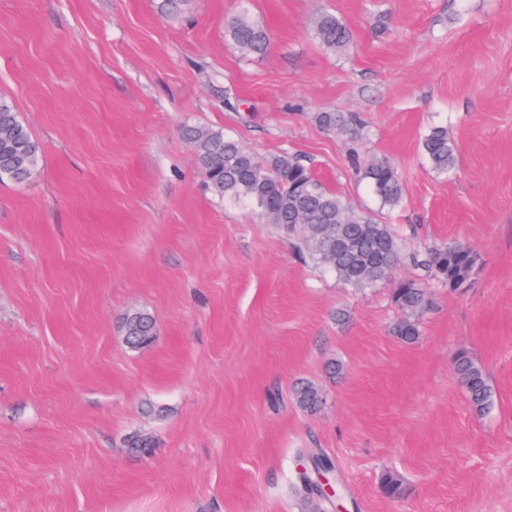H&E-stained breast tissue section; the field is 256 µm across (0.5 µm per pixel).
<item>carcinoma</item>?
I'll return each mask as SVG.
<instances>
[{
	"instance_id": "cac0c4a2",
	"label": "carcinoma",
	"mask_w": 512,
	"mask_h": 512,
	"mask_svg": "<svg viewBox=\"0 0 512 512\" xmlns=\"http://www.w3.org/2000/svg\"><path fill=\"white\" fill-rule=\"evenodd\" d=\"M225 38L246 58L261 57L270 47L265 25L243 9L224 25ZM315 41L326 51L344 53L352 44L347 24L333 11L319 12L312 25ZM316 123L326 131L354 140L361 125L342 112H318ZM186 138L194 152L212 194L226 202L247 204L291 237L298 249L318 266L331 271L348 288L374 287L388 280L393 269L408 259L427 276L452 290L468 288L479 262L472 249L446 243L423 254L404 256L393 228L382 224L369 212L351 207L341 195L323 186L302 156L284 153L266 161L256 159L239 141L222 130L190 126ZM422 152L432 170L446 175L455 170L457 154L448 138V129L429 128L421 140ZM41 148L14 107L0 99V180L20 184L37 168ZM380 208L400 206L404 189L397 169L384 159L358 165ZM395 304L405 313L393 328L395 336L412 343L421 335L419 310L429 305L426 291L413 281L398 284ZM127 346L132 350L150 347L156 337L154 318L142 311L128 314L123 324ZM459 385L471 410L481 415L492 405V392L483 367L466 350L453 361ZM301 409L315 413L323 396L312 384L293 389Z\"/></svg>"
}]
</instances>
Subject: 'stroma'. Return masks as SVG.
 Masks as SVG:
<instances>
[{"mask_svg": "<svg viewBox=\"0 0 512 512\" xmlns=\"http://www.w3.org/2000/svg\"><path fill=\"white\" fill-rule=\"evenodd\" d=\"M157 3L0 0V97L42 147L26 182H0V512H320L294 490L310 448L348 512H512V0H250L272 45L249 59L224 36L238 0ZM323 9L350 26L346 54L312 39ZM317 112L359 115L362 138ZM436 124L458 156L445 178L421 152ZM187 125L307 157L405 251L474 249L471 288L408 264L344 287L207 190ZM355 153L397 168L398 211ZM403 280L430 298L412 344L393 333ZM134 311L156 320L149 349L125 343ZM461 348L493 391L481 416ZM302 381L315 414L293 402ZM453 368L471 410L477 415L485 413L492 405V392L483 367L468 351L460 350ZM294 398L301 409L315 413L323 404V396L319 389L312 384L302 383L293 389Z\"/></svg>", "mask_w": 512, "mask_h": 512, "instance_id": "obj_1", "label": "stroma"}]
</instances>
